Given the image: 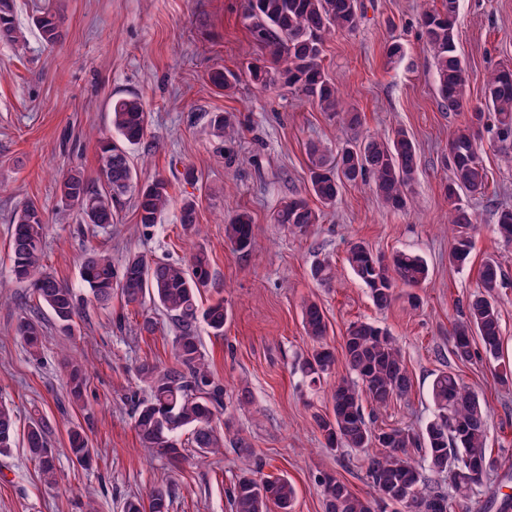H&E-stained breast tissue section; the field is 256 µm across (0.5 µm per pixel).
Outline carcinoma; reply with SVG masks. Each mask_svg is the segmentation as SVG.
<instances>
[{"label": "carcinoma", "mask_w": 512, "mask_h": 512, "mask_svg": "<svg viewBox=\"0 0 512 512\" xmlns=\"http://www.w3.org/2000/svg\"><path fill=\"white\" fill-rule=\"evenodd\" d=\"M458 0H442L441 6L420 15L425 46L431 53L437 77L441 106L457 112L464 106L469 76L457 49ZM243 15L256 43L268 50L269 58L247 68L253 85L264 89L273 82L293 90L323 112L339 119V124L354 131L360 125L359 113L345 110L334 85L322 65L324 45L338 31H352L359 23L358 0H243ZM42 40L53 45L59 37L60 16L45 8L33 21ZM18 38L14 0H0V40ZM211 83L226 92L235 88L238 74L217 70ZM484 106L496 119L495 140L504 153L512 152V66L492 71L484 83ZM112 127L117 138L100 141L99 175L90 181L79 170H72L59 183L63 206L76 210L79 223L106 229L114 224L117 205L130 193L135 199L137 223L145 230L158 223L170 202L169 184L161 176L140 183L128 160V147L141 143L147 132L149 112L138 95L119 96L110 102ZM485 113H470L463 128L448 144L451 175L445 187L448 197V223L455 243L449 261L464 266L472 249V215L460 203L462 192L483 193L488 171L478 152L480 128ZM310 192L320 203L313 207L304 198H292L273 216L280 224L299 235L321 223L323 208L336 202L341 189L352 183L368 185L389 209L401 211L409 204V188L419 168L416 146L410 136L398 130L387 137H353L346 141L338 157L317 145L310 148ZM180 223L185 231L196 228V203L184 200ZM500 236L512 242V207L497 213ZM46 219L34 204H26L13 218L11 233V272L15 279L29 283L42 306L52 314L65 335L73 332L84 300L66 283L49 272L44 264ZM225 241L236 251L246 252L255 244L251 216L241 211L224 222ZM346 262L369 290L373 304L388 308L396 289L410 288L408 302L415 307L420 297L413 293L429 279L426 260L413 252L396 251L388 256L373 252L366 244L354 242L346 252ZM81 275L92 296L91 302L105 306L112 292L119 290L129 303L148 297L159 303L176 322L173 340L175 364L161 367L142 362L136 372L145 396H130L134 426L141 444L160 458L170 461L181 457L176 438L183 427L192 430L193 447L201 457L221 452L224 436L212 425L224 409V386L215 380L201 351L197 324L202 323L215 336L224 335L227 308L220 299L205 309L197 295L212 285L210 260L204 248H198L184 264L147 261L139 254L129 255L121 268H115L112 254L102 248L90 249L83 260ZM312 278L323 286L336 281V268L322 259L311 269ZM479 291L467 304L466 320L455 324L451 333V352L462 363L499 360L501 350L500 312L497 289L503 285L502 269L493 258L484 261L479 271ZM302 324L313 349L302 370L316 381L332 372L336 354L323 344L328 322L322 307L307 301ZM18 333L32 353L39 352L42 323L36 317L20 322ZM342 358L357 381L341 379L332 388L330 411L313 415L316 428L331 450L352 448L363 451L378 448L368 458L367 476L377 496L363 498L352 492L336 475L323 472L318 485L324 512H379L381 504L402 507L404 512H453L459 499L485 485L497 468L487 451L488 411L478 394L466 386L453 371L441 372L431 385L435 406L433 417L424 427L375 428L366 416L365 405L386 407L412 391L413 381L394 336L367 321L351 323L343 340ZM72 402L83 400L87 382L83 367L72 364L67 378ZM48 424L33 420L25 441L30 457L38 463L47 483L55 481V455L48 446ZM16 415L0 401V454L15 445ZM72 461L83 465L90 460L91 449L82 431H69ZM424 452L431 471L448 474V490L422 491V477L406 449ZM457 460V471L448 473V458ZM296 497L294 485L286 477L256 478L255 471H241L229 489L233 512H292ZM171 489L159 485L148 502L128 498L123 512H169Z\"/></svg>", "instance_id": "cac0c4a2"}]
</instances>
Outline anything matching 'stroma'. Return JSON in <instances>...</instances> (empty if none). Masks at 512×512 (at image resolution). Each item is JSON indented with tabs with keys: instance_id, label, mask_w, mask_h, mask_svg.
Segmentation results:
<instances>
[{
	"instance_id": "obj_1",
	"label": "stroma",
	"mask_w": 512,
	"mask_h": 512,
	"mask_svg": "<svg viewBox=\"0 0 512 512\" xmlns=\"http://www.w3.org/2000/svg\"><path fill=\"white\" fill-rule=\"evenodd\" d=\"M434 0H361L362 18L350 33L324 47L322 63L346 106L361 116L360 134L384 137L398 129L413 139L420 159L402 211L388 209L368 187L346 186L322 224L295 235L273 221L282 203L307 195L309 148L337 150L345 131L336 118L280 85L256 89L244 72L267 57L252 40L241 0H15L19 41L0 42V398L11 404L19 429L44 417L57 450V480L45 483L24 447L0 456V512H122L126 498H147L160 484L173 490L170 512H231L228 489L243 460L232 448L199 460L186 447L178 461L157 458L136 434L129 396L139 382L136 367L148 360L174 362L176 328L150 299L128 303L113 293L109 305L88 307L73 335L61 333L48 311H35L29 284L15 281L11 266L14 213L27 203L42 208L48 225L45 263L83 292L80 267L86 252L106 244L115 265L128 254L149 260L187 261L204 247L214 276L200 306L223 300L229 318L222 336L198 333L202 351L224 385L223 414L216 428L246 438L264 462L266 476H287L297 494L293 512H324L317 477L334 473L358 496L375 491L367 455L327 450L312 420L331 407L332 379L310 383L300 368L312 343L301 309L316 300L330 325L325 339L340 350L351 322L368 320L397 340L413 379L404 399L376 413L382 427L418 428L433 416L430 397L438 372L454 370L478 392L489 410L488 447L503 464L492 475L496 503L474 495L456 512H499L512 497V388L501 387L488 365L459 364L450 333L477 289L478 270L496 257L506 275L499 290L503 352L512 361V242L496 232L495 209L512 207V157L494 143L493 116L481 131L480 156L490 172L484 193L464 197L475 217L473 250L464 267L448 262V142L469 114L482 106L483 84L492 70L512 64V0H458V49L469 71L462 111L444 109L437 97L435 68L421 38L419 17ZM61 17V37L46 44L31 20L44 8ZM401 44V58L386 54ZM217 69L241 72L231 92L215 88ZM137 94L150 113L144 141L129 155L140 181L162 176L171 203L150 233H143L131 197H123L108 235L78 223L59 201L58 182L72 169L98 176L99 140L112 136L108 104ZM235 113L239 132L218 137L210 124L218 113ZM197 204L195 232H184V198ZM248 211L254 248L234 251L224 241V222ZM373 251H412L424 257L430 276L420 307L398 298L376 309L367 288L345 262L350 242ZM336 263V284L325 288L311 277L323 256ZM39 314L43 347L31 356L16 333L19 321ZM151 318L152 331L142 328ZM87 373L84 401L67 391L71 362ZM249 392L251 404L236 398ZM81 427L93 450L89 465L73 463L67 432Z\"/></svg>"
}]
</instances>
